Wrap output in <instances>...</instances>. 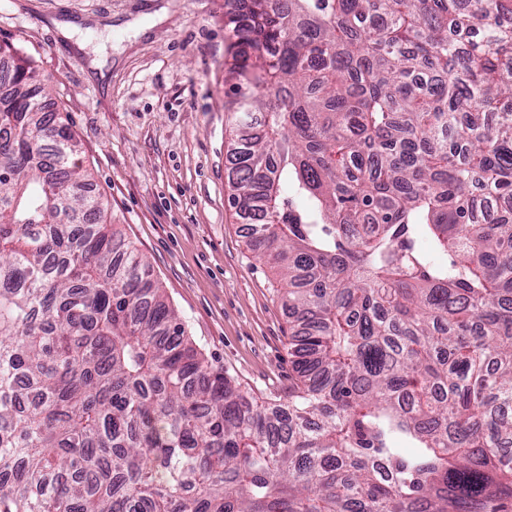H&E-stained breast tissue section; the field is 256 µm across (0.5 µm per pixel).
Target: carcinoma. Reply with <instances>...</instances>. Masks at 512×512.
<instances>
[{"instance_id": "carcinoma-1", "label": "carcinoma", "mask_w": 512, "mask_h": 512, "mask_svg": "<svg viewBox=\"0 0 512 512\" xmlns=\"http://www.w3.org/2000/svg\"><path fill=\"white\" fill-rule=\"evenodd\" d=\"M229 23V204L285 285L288 399L205 360L0 43V512H503L512 0Z\"/></svg>"}]
</instances>
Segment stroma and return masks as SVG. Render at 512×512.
I'll use <instances>...</instances> for the list:
<instances>
[{"label":"stroma","mask_w":512,"mask_h":512,"mask_svg":"<svg viewBox=\"0 0 512 512\" xmlns=\"http://www.w3.org/2000/svg\"><path fill=\"white\" fill-rule=\"evenodd\" d=\"M237 0H0V42L35 60L113 223L209 363L262 401L288 394V313L228 198L224 93Z\"/></svg>","instance_id":"35a3bbf8"}]
</instances>
